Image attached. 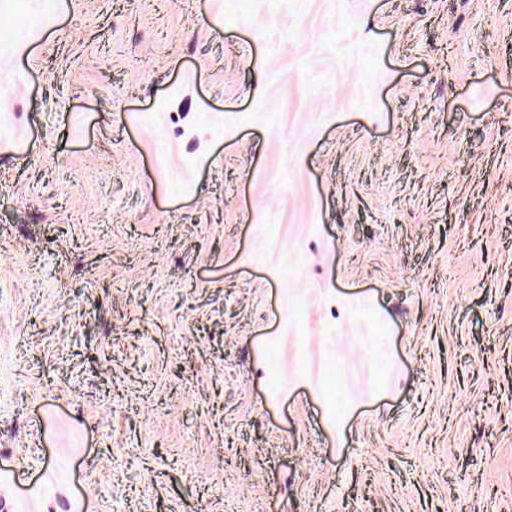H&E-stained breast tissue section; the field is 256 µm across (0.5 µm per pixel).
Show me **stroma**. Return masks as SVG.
Wrapping results in <instances>:
<instances>
[{
  "instance_id": "35a3bbf8",
  "label": "stroma",
  "mask_w": 512,
  "mask_h": 512,
  "mask_svg": "<svg viewBox=\"0 0 512 512\" xmlns=\"http://www.w3.org/2000/svg\"><path fill=\"white\" fill-rule=\"evenodd\" d=\"M7 512H512V0H0Z\"/></svg>"
}]
</instances>
